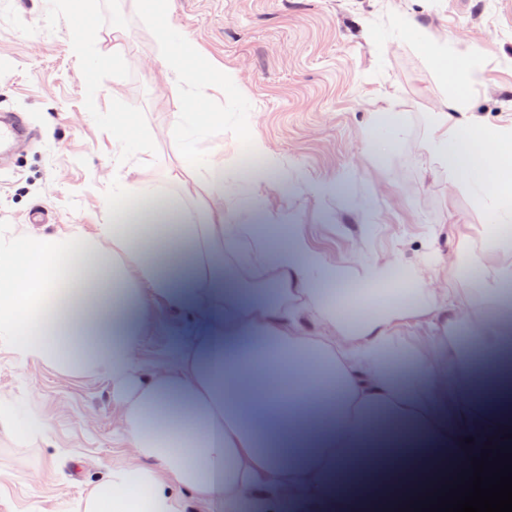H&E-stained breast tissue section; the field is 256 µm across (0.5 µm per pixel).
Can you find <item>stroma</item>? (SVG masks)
Wrapping results in <instances>:
<instances>
[{"mask_svg":"<svg viewBox=\"0 0 512 512\" xmlns=\"http://www.w3.org/2000/svg\"><path fill=\"white\" fill-rule=\"evenodd\" d=\"M165 8L200 65L237 76L233 92L176 93L141 0H0V110L22 113L31 130L0 159L1 231L52 235L74 224L94 236L109 221L114 188L180 194L185 132L174 115L191 109L223 113L198 146L226 173L225 211L269 244L296 228L332 260L393 252L403 269L427 253L431 232L448 254L458 248L455 225L484 223L427 151L431 116L452 87L399 20L445 43L449 58L478 60L466 102L493 123L512 111V0H167ZM381 106L403 126L386 152L367 133ZM121 112L139 132L134 142L112 132ZM249 133L273 162L251 152ZM186 327L154 302L140 374L175 365ZM0 402L51 427L43 439L0 437V512H67L126 457L107 378L21 365L0 343Z\"/></svg>","mask_w":512,"mask_h":512,"instance_id":"stroma-1","label":"stroma"}]
</instances>
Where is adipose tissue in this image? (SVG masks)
<instances>
[{
  "label": "adipose tissue",
  "mask_w": 512,
  "mask_h": 512,
  "mask_svg": "<svg viewBox=\"0 0 512 512\" xmlns=\"http://www.w3.org/2000/svg\"><path fill=\"white\" fill-rule=\"evenodd\" d=\"M143 0L159 58L195 95L227 91L221 71L199 79L189 35ZM403 31L439 57L455 91L441 103L428 149L450 181L467 186L483 224H459L483 261L476 288L459 292L431 263L391 278L393 258L330 261L299 232L269 247L252 225L224 216V171L199 152V113L179 112L185 190L205 223H187L178 198L131 200L118 188L97 236L0 233V342L19 364L103 376L121 405L132 457L113 464L69 512H188L177 495L216 512H414L461 479L472 458L512 451V114L486 124L464 105L468 63L411 22ZM248 246L280 286L263 302L222 277L212 246ZM359 287L333 301L326 288ZM183 315L177 364L146 378L136 352L154 302ZM490 357L482 381L449 401ZM390 426L374 433L372 415Z\"/></svg>",
  "instance_id": "adipose-tissue-1"
}]
</instances>
